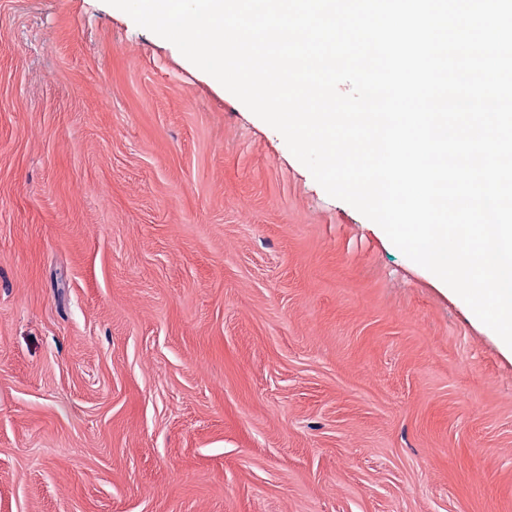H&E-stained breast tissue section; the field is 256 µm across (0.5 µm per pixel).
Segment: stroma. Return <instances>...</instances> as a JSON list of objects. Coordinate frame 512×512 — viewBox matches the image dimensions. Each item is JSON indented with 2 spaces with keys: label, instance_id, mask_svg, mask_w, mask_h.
Returning <instances> with one entry per match:
<instances>
[{
  "label": "stroma",
  "instance_id": "1",
  "mask_svg": "<svg viewBox=\"0 0 512 512\" xmlns=\"http://www.w3.org/2000/svg\"><path fill=\"white\" fill-rule=\"evenodd\" d=\"M0 512H512V354L173 43L0 0Z\"/></svg>",
  "mask_w": 512,
  "mask_h": 512
}]
</instances>
